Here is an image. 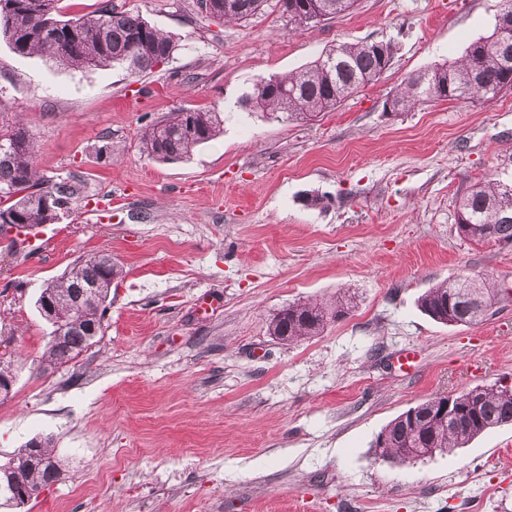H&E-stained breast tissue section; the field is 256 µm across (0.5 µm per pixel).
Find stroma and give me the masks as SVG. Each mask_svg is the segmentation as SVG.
<instances>
[{"mask_svg": "<svg viewBox=\"0 0 512 512\" xmlns=\"http://www.w3.org/2000/svg\"><path fill=\"white\" fill-rule=\"evenodd\" d=\"M126 2L178 44L136 85L0 41V125L26 113L41 173L87 194L47 253L0 232V362L14 373L0 464L35 437L63 461L17 512H512V423L410 463L372 450L420 402L512 386V244L456 231L457 198L512 172V91L385 109L408 77L490 35L501 0H358L299 31L275 6L223 25L192 0ZM364 40L391 42V61L336 110L287 123L237 108L254 82ZM181 108L224 113L223 134L182 162L141 156L139 128ZM101 252L124 271L103 333L48 364L36 301ZM460 274L495 283L480 324L419 307ZM339 295L352 309L321 334L270 336L284 306Z\"/></svg>", "mask_w": 512, "mask_h": 512, "instance_id": "obj_1", "label": "stroma"}]
</instances>
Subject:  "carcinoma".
<instances>
[{"label": "carcinoma", "mask_w": 512, "mask_h": 512, "mask_svg": "<svg viewBox=\"0 0 512 512\" xmlns=\"http://www.w3.org/2000/svg\"><path fill=\"white\" fill-rule=\"evenodd\" d=\"M60 0H0V39L20 56L40 55L62 68L80 72L121 67L134 84L168 63L177 44L139 12L116 0H100L96 10L67 18ZM357 0H277L292 28L315 27L344 14ZM268 0H193L196 15L224 24H240L257 15ZM499 26L471 42L451 63L436 64L410 76L391 98L392 111L406 112L424 100L494 101L512 90V65L507 66L496 44ZM392 54L388 42H343L303 69L254 83L238 99L244 112L271 115L284 122H306L330 111L353 92L376 80ZM219 112L184 108L160 121L143 125L137 139L140 151L161 163L191 157L193 151L223 132ZM85 198L82 182L69 178L45 184L37 169V150L23 117L0 130V228L22 224L33 229L54 224L60 215ZM457 232L475 242L485 239L512 243V180L492 173L475 183L459 200ZM122 268L110 260L88 256L75 263L59 280L43 288L37 306L47 296H62L82 288L98 289V301H107L112 280ZM494 291L489 278L462 275L429 288L420 299L421 309L433 320L448 325L475 324L485 317ZM105 307L80 306L64 314L60 326L66 340L49 345L47 357L58 363L74 359L93 344L83 326L102 323ZM350 311V302H293L269 322V333L288 343L319 335L327 324ZM473 397L461 392L450 396L443 411L441 399L424 401L395 417L376 437L374 452L385 460L402 462L414 448L427 456L462 448L497 426L512 423V387L476 386ZM8 476L34 498L50 481H58L60 464L49 442H43L28 465L15 458L6 464Z\"/></svg>", "instance_id": "obj_1"}]
</instances>
